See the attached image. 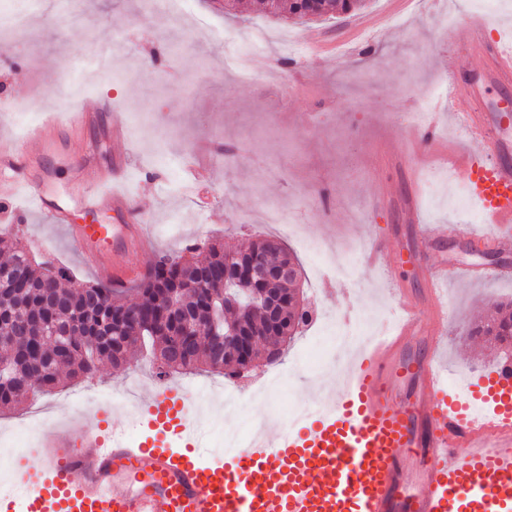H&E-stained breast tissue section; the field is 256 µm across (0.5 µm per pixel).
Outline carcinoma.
Here are the masks:
<instances>
[{
    "instance_id": "carcinoma-1",
    "label": "carcinoma",
    "mask_w": 512,
    "mask_h": 512,
    "mask_svg": "<svg viewBox=\"0 0 512 512\" xmlns=\"http://www.w3.org/2000/svg\"><path fill=\"white\" fill-rule=\"evenodd\" d=\"M275 18L309 21L353 14L363 0H263ZM0 413L14 410L40 393L67 381L91 379L104 363L118 369L129 353L149 344L159 376L199 372L225 373L241 366V353L225 329L241 327L261 340L265 350L280 343L270 335L259 309L224 305V247L212 244L202 259L157 252L133 287L140 300L102 282L76 281L65 267L35 268L12 234L0 232ZM260 254L276 268L294 260L279 241L252 242L241 257ZM499 305L498 315L467 331L468 338L488 336L512 359V312ZM189 323L198 334H184Z\"/></svg>"
}]
</instances>
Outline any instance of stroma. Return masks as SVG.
<instances>
[{"instance_id":"obj_1","label":"stroma","mask_w":512,"mask_h":512,"mask_svg":"<svg viewBox=\"0 0 512 512\" xmlns=\"http://www.w3.org/2000/svg\"><path fill=\"white\" fill-rule=\"evenodd\" d=\"M474 2L367 0L356 14L301 23L264 14L260 0H192L187 16L154 9L148 0H36L0 48V134L19 136L40 122L55 108L62 85L87 64L90 50L109 47L96 89L70 100L96 113L91 128L47 147L29 146L55 195L67 198L87 145L98 146L101 166H111L119 147L99 110L101 100H109L128 129L130 164L123 177L135 213L104 210L99 223L144 220L155 252L214 242L236 250L273 234L299 256L302 238L312 237L326 246L330 261L339 249L373 235L386 245L382 265L370 266L361 253L340 277L304 268L301 286L312 311L381 317L394 311L395 285L421 292L425 267L512 266V249H486L462 237L423 240L426 224L466 223L478 237L498 232L484 223L477 203L460 205L466 190L457 154L482 151L454 118L469 102H434L440 124L433 132L409 120L440 86L448 54L467 52L475 24L485 25L489 39L512 44V0H498L491 13L478 12ZM255 27L267 31L269 42L247 56L254 80L245 86L225 72L224 60ZM316 33L330 50L287 54L286 43ZM381 184L388 194L383 201L376 198ZM412 195L419 202L416 224L407 223L403 209ZM273 207L293 209L296 224L268 223ZM3 224L36 261L97 279L71 248L65 228L32 208L26 194L0 209ZM443 292L442 360L464 381L494 370L497 355L464 333L489 301L512 299V279L456 280ZM149 360L147 349H137L123 368L103 365L94 379L36 403L52 408L57 424L70 417L71 398L109 394L116 400L110 423L131 426L123 397L142 396L160 381ZM266 370L261 364L230 380L187 374L177 381L192 392L236 389L246 414L265 413L267 425L281 426L289 407L314 403L325 378L321 371L296 372L284 396L270 397L257 388Z\"/></svg>"}]
</instances>
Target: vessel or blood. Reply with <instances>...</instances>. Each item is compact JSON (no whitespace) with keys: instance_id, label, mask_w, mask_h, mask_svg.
Masks as SVG:
<instances>
[{"instance_id":"1","label":"vessel or blood","mask_w":512,"mask_h":512,"mask_svg":"<svg viewBox=\"0 0 512 512\" xmlns=\"http://www.w3.org/2000/svg\"><path fill=\"white\" fill-rule=\"evenodd\" d=\"M480 64L465 71L461 55L444 64L451 98L476 101L484 81L512 86V52L488 46L472 29ZM480 155L458 167L488 223L512 224V137L498 112L457 113ZM86 110L47 114L26 141H0V198L26 192L38 211L64 225L75 249L100 274L122 285L136 277L131 247L143 225L74 224L70 205L93 213L130 200L114 189L94 152L77 168L71 204L57 201L35 171L27 142L79 135ZM28 169L15 179L16 169ZM507 267H436L422 299L400 302L399 324L370 337L364 356L340 370L339 389L301 427L282 426L232 451L203 447L190 427L191 400L176 385L155 386L139 403L141 426L156 438H131L124 427L102 431V406L47 430L34 461L17 464L15 491L0 495V512H512V363L451 391L437 358L448 308L443 281L511 279ZM422 352L410 359L412 343ZM176 445L178 454L167 453Z\"/></svg>"}]
</instances>
